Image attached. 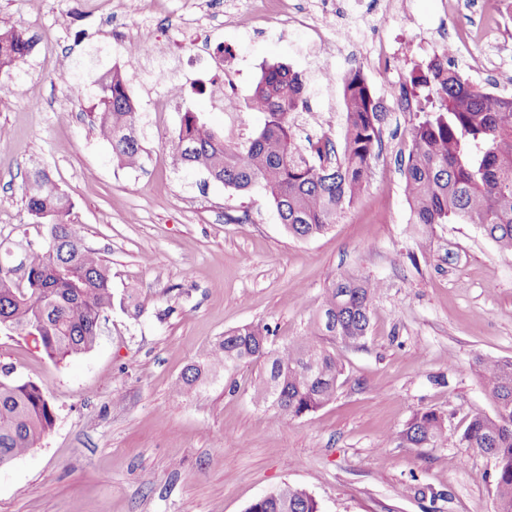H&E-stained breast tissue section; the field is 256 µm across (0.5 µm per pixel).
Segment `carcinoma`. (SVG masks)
<instances>
[{
	"mask_svg": "<svg viewBox=\"0 0 512 512\" xmlns=\"http://www.w3.org/2000/svg\"><path fill=\"white\" fill-rule=\"evenodd\" d=\"M34 37L21 28H0V72L30 54ZM345 109L342 149L322 135L298 141L296 129L307 84L283 65L263 72L251 104L266 114L260 131L232 142L210 129L190 109L182 115L169 154L177 169L204 171L238 192L262 190L288 234L306 239L327 231L365 185L382 145V107L358 71L341 78ZM409 87L415 96L428 89L419 107L404 161V191L414 221L474 224L500 250L512 254V96L489 93L468 83L452 67L415 66ZM129 73L115 68L97 84L93 123L110 143L121 166H141L137 108ZM26 211L46 228L35 250L18 241L24 261L0 256V333L32 336L51 359L91 350L106 313L114 306L110 269L87 246L71 219L68 196L43 169L25 189ZM380 283L343 275L326 289L321 310L304 332L281 343L267 324H247L224 333L207 352L205 364L190 365L177 391L192 392L208 372L261 363L254 386L256 403L283 419H296L336 398L343 365L338 347L360 344L369 332ZM0 367V466L35 448L54 425L55 415L39 384ZM475 371L494 402V413H477L458 433V442L490 461L494 512H512V359L479 358ZM447 429L434 411L416 414L394 441L422 448L442 440ZM246 512H320L303 488L286 484L252 503Z\"/></svg>",
	"mask_w": 512,
	"mask_h": 512,
	"instance_id": "1",
	"label": "carcinoma"
}]
</instances>
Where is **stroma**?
<instances>
[{
    "label": "stroma",
    "mask_w": 512,
    "mask_h": 512,
    "mask_svg": "<svg viewBox=\"0 0 512 512\" xmlns=\"http://www.w3.org/2000/svg\"><path fill=\"white\" fill-rule=\"evenodd\" d=\"M458 3L454 19L445 0H288L294 21L265 23L252 0H0V17L35 38L0 73V252L45 234L24 206L25 175L42 167L109 264L115 295L135 289L142 307L137 316L113 307L94 348L63 361L32 338L0 334V364L41 385L55 411L40 444L0 468V512H246L286 484L305 488L320 512H494L489 460L454 435L493 410L476 359H512V254L472 224L415 223L400 159L420 115L394 109L412 67L428 62L421 40L439 41L441 26L460 20L483 28L485 0ZM193 13L200 25L163 22ZM340 27L384 39L400 60L389 71L360 68L386 108L383 144L328 231L293 238L261 190L239 194L168 164L185 109L235 142L259 131L262 112L228 114L213 88L229 75L250 97L273 64L307 82L299 138L342 143V86L320 73L349 71L354 48L337 45ZM143 37L156 51L127 55L125 43ZM115 67L141 74L131 88L143 146L135 171L117 164L91 121L95 84ZM455 68L512 96V27L495 48L472 43ZM162 69L181 90L169 112L153 109ZM348 273L382 288L367 339L339 352L333 402L279 420L252 398L256 365L176 392L224 332L266 323L279 339L300 335ZM426 410L444 416L449 439L395 443Z\"/></svg>",
    "instance_id": "stroma-1"
}]
</instances>
